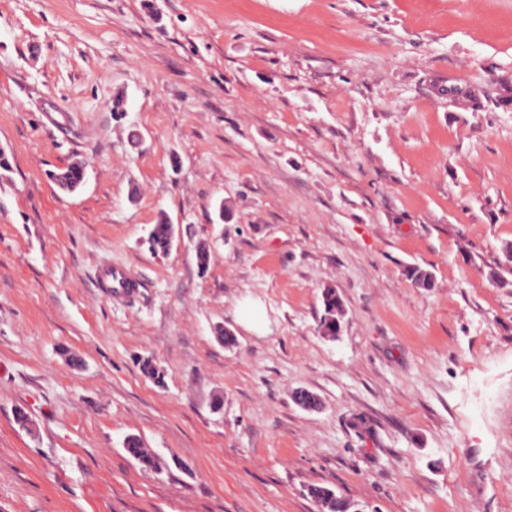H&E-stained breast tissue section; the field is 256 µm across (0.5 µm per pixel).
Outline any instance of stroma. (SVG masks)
<instances>
[{
	"label": "stroma",
	"mask_w": 512,
	"mask_h": 512,
	"mask_svg": "<svg viewBox=\"0 0 512 512\" xmlns=\"http://www.w3.org/2000/svg\"><path fill=\"white\" fill-rule=\"evenodd\" d=\"M0 148V512H512V0H0ZM172 243V225L164 216H160L149 234V245L154 252H166ZM101 287L111 288L112 294L116 297H125L138 288L137 282L130 276L129 272L121 267L103 266L101 268ZM340 297L333 288H326L322 293L323 311L320 316V329L323 336H339L340 331L336 333L342 324L343 309L339 303ZM127 453L136 460L144 470L159 471L165 466V462L149 448H145L141 439L137 436H128L124 442ZM309 497L317 504L320 512H355V505L336 494L333 489L322 485H310Z\"/></svg>",
	"instance_id": "35a3bbf8"
}]
</instances>
